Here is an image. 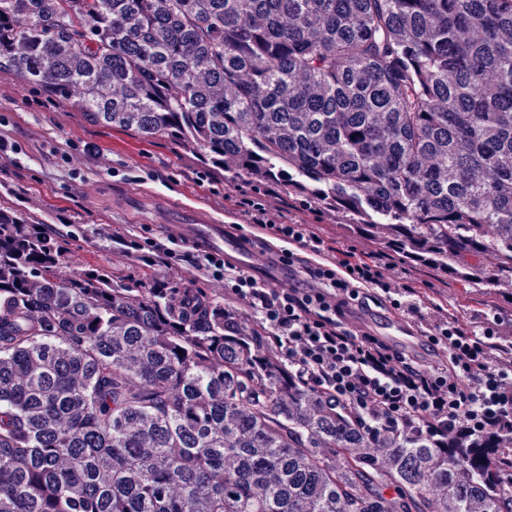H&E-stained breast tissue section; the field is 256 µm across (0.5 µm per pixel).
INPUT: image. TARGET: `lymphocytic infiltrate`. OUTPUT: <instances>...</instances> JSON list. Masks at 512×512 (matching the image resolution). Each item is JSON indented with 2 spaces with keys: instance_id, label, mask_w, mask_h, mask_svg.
Listing matches in <instances>:
<instances>
[{
  "instance_id": "lymphocytic-infiltrate-1",
  "label": "lymphocytic infiltrate",
  "mask_w": 512,
  "mask_h": 512,
  "mask_svg": "<svg viewBox=\"0 0 512 512\" xmlns=\"http://www.w3.org/2000/svg\"><path fill=\"white\" fill-rule=\"evenodd\" d=\"M235 205L250 223L278 239L316 254L326 248L308 225L284 220L276 185L247 183ZM194 263L222 284L231 334L260 329L301 385L319 393L330 409L356 416L370 436H426L441 449L451 442L478 448L493 437L512 446V355L492 353L493 327L476 336L448 321L436 323L428 342L448 357L429 367L347 327L349 306L364 304L366 288L394 308L418 315L410 289L387 273L397 263L395 256L369 254L307 268L314 282L310 288L272 287L217 253L197 255Z\"/></svg>"
}]
</instances>
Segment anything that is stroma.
<instances>
[{
    "instance_id": "stroma-1",
    "label": "stroma",
    "mask_w": 512,
    "mask_h": 512,
    "mask_svg": "<svg viewBox=\"0 0 512 512\" xmlns=\"http://www.w3.org/2000/svg\"><path fill=\"white\" fill-rule=\"evenodd\" d=\"M43 101L41 93L23 86L13 72L0 71V139L12 146L0 154V204L18 205L32 215L51 218L64 248L59 278L95 262L114 273L140 277L145 266L138 258L123 257L124 242L145 236L166 239L173 204L204 207L226 221L229 232L251 236L259 253L272 248L293 252L297 285L308 284L305 268L326 262V255L276 239L249 224L234 207L243 179L208 168L197 154L167 138L146 140L95 124L78 108L76 99L60 100L55 108L45 107ZM284 206L288 221L310 225L336 254L359 256L380 249L372 239L349 233L337 219L328 217L318 223L293 200H285ZM179 243L188 261L171 268L155 262V273L178 277L223 297V290L191 261L199 247L184 237ZM392 274L414 288L426 320L443 315L465 333L477 335L491 321L497 341L512 343L511 286L466 288L431 269L405 264Z\"/></svg>"
}]
</instances>
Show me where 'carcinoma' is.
<instances>
[{"instance_id":"carcinoma-1","label":"carcinoma","mask_w":512,"mask_h":512,"mask_svg":"<svg viewBox=\"0 0 512 512\" xmlns=\"http://www.w3.org/2000/svg\"><path fill=\"white\" fill-rule=\"evenodd\" d=\"M2 67L410 263L512 280V0H0ZM61 257L0 206V512H512L493 443L374 444L204 289Z\"/></svg>"}]
</instances>
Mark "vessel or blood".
<instances>
[{"instance_id":"vessel-or-blood-1","label":"vessel or blood","mask_w":512,"mask_h":512,"mask_svg":"<svg viewBox=\"0 0 512 512\" xmlns=\"http://www.w3.org/2000/svg\"><path fill=\"white\" fill-rule=\"evenodd\" d=\"M177 228L204 251L224 255L235 265L246 267L255 262L254 249L247 239L229 233L224 225L215 223L205 210L193 208L182 211ZM369 329L371 334L385 337L404 348H413L420 343L418 334L400 319L373 323Z\"/></svg>"}]
</instances>
